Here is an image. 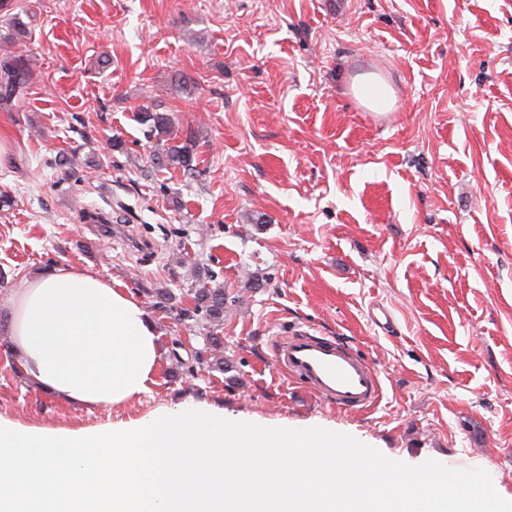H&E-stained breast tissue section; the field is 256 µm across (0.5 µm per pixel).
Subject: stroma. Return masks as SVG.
Here are the masks:
<instances>
[{
  "mask_svg": "<svg viewBox=\"0 0 512 512\" xmlns=\"http://www.w3.org/2000/svg\"><path fill=\"white\" fill-rule=\"evenodd\" d=\"M17 20L34 76L0 107V417L78 429L191 399L480 467L512 499V0H10L0 46ZM375 75L392 108L356 98ZM142 105L193 133L194 174L153 167ZM96 208L117 233L83 223ZM59 264L149 309L151 392L77 406L16 363V284ZM197 273L227 295L222 373L204 327L155 304L193 307ZM294 326L374 363L377 405L277 370L268 339Z\"/></svg>",
  "mask_w": 512,
  "mask_h": 512,
  "instance_id": "obj_1",
  "label": "stroma"
}]
</instances>
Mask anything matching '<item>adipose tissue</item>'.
<instances>
[{"instance_id":"ef3b65f1","label":"adipose tissue","mask_w":512,"mask_h":512,"mask_svg":"<svg viewBox=\"0 0 512 512\" xmlns=\"http://www.w3.org/2000/svg\"><path fill=\"white\" fill-rule=\"evenodd\" d=\"M11 336L17 363L43 391L98 408L149 392L161 357L155 323L132 294L66 265L19 281Z\"/></svg>"}]
</instances>
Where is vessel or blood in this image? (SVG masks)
Here are the masks:
<instances>
[{
    "instance_id": "b4317fda",
    "label": "vessel or blood",
    "mask_w": 512,
    "mask_h": 512,
    "mask_svg": "<svg viewBox=\"0 0 512 512\" xmlns=\"http://www.w3.org/2000/svg\"><path fill=\"white\" fill-rule=\"evenodd\" d=\"M274 363L295 375L328 404L343 410L371 408L381 394L375 366L335 339L292 330L275 337Z\"/></svg>"
}]
</instances>
